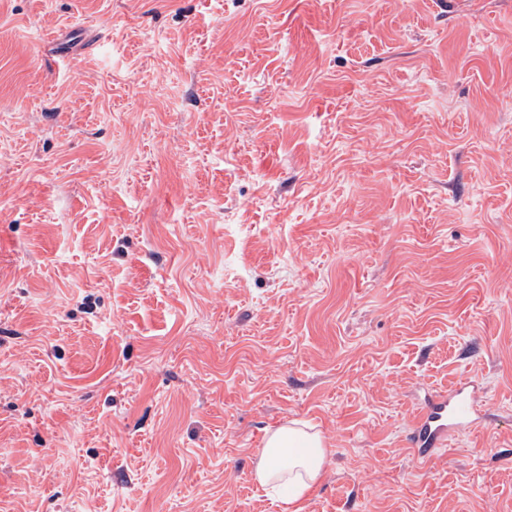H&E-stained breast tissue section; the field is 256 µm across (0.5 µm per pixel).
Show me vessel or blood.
<instances>
[{
    "mask_svg": "<svg viewBox=\"0 0 512 512\" xmlns=\"http://www.w3.org/2000/svg\"><path fill=\"white\" fill-rule=\"evenodd\" d=\"M483 427L478 390L468 377L445 391L430 390L410 422L409 445L428 465H435L450 439Z\"/></svg>",
    "mask_w": 512,
    "mask_h": 512,
    "instance_id": "b4317fda",
    "label": "vessel or blood"
}]
</instances>
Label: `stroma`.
<instances>
[{
    "label": "stroma",
    "instance_id": "obj_1",
    "mask_svg": "<svg viewBox=\"0 0 512 512\" xmlns=\"http://www.w3.org/2000/svg\"><path fill=\"white\" fill-rule=\"evenodd\" d=\"M293 421L301 512H512V0H0V512H288ZM482 427L477 386L464 377L448 391L427 392L410 422L408 443L418 458L433 466L451 438L474 434ZM296 424L282 425L267 436L254 472L262 488L286 490L288 505L297 504L312 490L325 461L321 436Z\"/></svg>",
    "mask_w": 512,
    "mask_h": 512
}]
</instances>
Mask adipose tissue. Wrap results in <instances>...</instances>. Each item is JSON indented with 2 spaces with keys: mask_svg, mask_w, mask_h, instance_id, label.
<instances>
[{
  "mask_svg": "<svg viewBox=\"0 0 512 512\" xmlns=\"http://www.w3.org/2000/svg\"><path fill=\"white\" fill-rule=\"evenodd\" d=\"M325 461L324 443L296 423L273 430L258 457L254 477L262 488L286 490L289 504H297L312 490Z\"/></svg>",
  "mask_w": 512,
  "mask_h": 512,
  "instance_id": "adipose-tissue-1",
  "label": "adipose tissue"
}]
</instances>
